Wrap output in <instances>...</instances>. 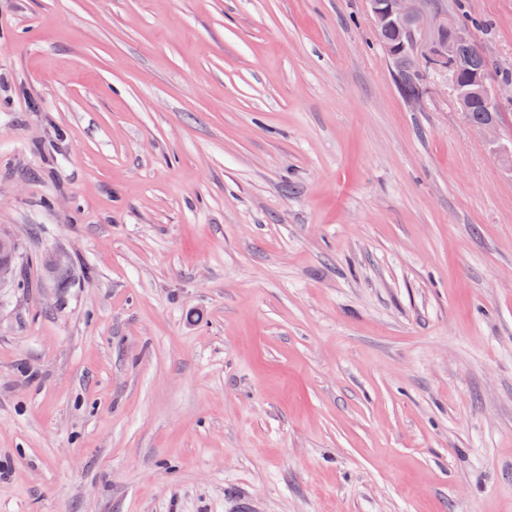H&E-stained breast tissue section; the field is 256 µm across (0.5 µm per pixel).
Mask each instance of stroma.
Wrapping results in <instances>:
<instances>
[{
  "mask_svg": "<svg viewBox=\"0 0 512 512\" xmlns=\"http://www.w3.org/2000/svg\"><path fill=\"white\" fill-rule=\"evenodd\" d=\"M411 7L512 72V0ZM378 39L0 0V512H512V156Z\"/></svg>",
  "mask_w": 512,
  "mask_h": 512,
  "instance_id": "obj_1",
  "label": "stroma"
}]
</instances>
